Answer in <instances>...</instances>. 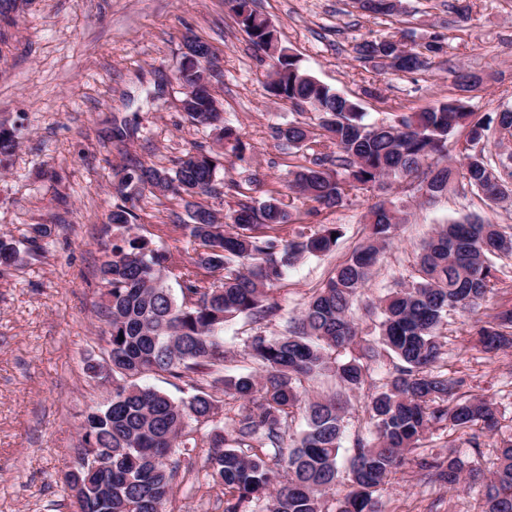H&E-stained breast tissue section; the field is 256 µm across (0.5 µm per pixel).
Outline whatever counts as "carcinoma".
I'll use <instances>...</instances> for the list:
<instances>
[{"mask_svg": "<svg viewBox=\"0 0 512 512\" xmlns=\"http://www.w3.org/2000/svg\"><path fill=\"white\" fill-rule=\"evenodd\" d=\"M253 0H230L239 23L259 49L269 47V20L251 7ZM369 15L392 16L391 0H356ZM197 62L184 64L176 80L182 88L184 114L196 127L217 132L239 160L244 147L208 88H196L206 71L209 46ZM442 50L437 35L410 49L392 40L365 41L359 58L381 69L416 72ZM271 96L289 101L313 121L293 120L274 128V138L305 152L307 164L289 172L286 189L315 211L344 206L350 195L376 189L383 199L368 214L364 242L338 265L308 300L298 322L280 336L255 335L247 354L264 374L224 378V323L237 317L256 322L277 316L268 287L282 280L302 256H321L336 246L342 230L323 224L309 235H281L292 222L288 205L276 199H252L224 216L194 201L217 198L219 158L198 144L172 170L140 166L123 173L116 185L120 202L108 223L120 230L100 267L105 285L101 314L108 325L112 359V400L91 408L82 423L83 446L77 466L66 475L65 490L74 512H165L181 458L199 447L198 432L210 428L205 478L223 487L224 512H245L252 502L270 498L269 512H323L321 499L336 492L341 512H382L379 491L404 453L417 447L426 430L445 423L467 433L499 424L495 404L483 397L456 398L463 380L434 371L448 314L468 309L498 292L494 259L512 255V234L477 217L440 226L418 257V276L401 283L380 305V350L355 354L357 334L349 318L354 297L370 280L378 256L406 211L388 193L407 180L429 199L446 192L456 168L448 163V139L465 132L459 149L462 177L491 204L512 198L505 193L512 178V155L492 159L477 143L512 137V109L475 116L465 96L438 106L400 113L381 124L364 122L359 106L321 84L293 57L271 56ZM462 91L478 88L482 76L460 70ZM18 146L13 128L0 123V156ZM170 192L185 202L179 220L196 243L190 266L176 268L166 252L131 234L135 201L147 190ZM337 238H332V234ZM14 240L0 235V266L18 258ZM179 286L175 296L170 280ZM477 343L494 352L512 346V304L504 301L490 319L473 327ZM124 340H119V337ZM386 352L396 363L367 396L364 415L372 438H357L347 476L337 458L346 430L341 400H303L304 383L326 373L345 392L360 391L370 377V360ZM149 374L179 380L188 396L173 399L146 384ZM242 402V410L224 428L214 426L215 393ZM306 429L293 446L283 447L295 415ZM195 426H190V423ZM107 453L111 464L84 465L91 453ZM427 482L454 489L463 480L483 483L479 512H512V437H504L491 477L477 460L450 454L418 462ZM347 485L345 493L338 486Z\"/></svg>", "mask_w": 512, "mask_h": 512, "instance_id": "cac0c4a2", "label": "carcinoma"}]
</instances>
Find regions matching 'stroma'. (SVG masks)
Wrapping results in <instances>:
<instances>
[{"mask_svg":"<svg viewBox=\"0 0 512 512\" xmlns=\"http://www.w3.org/2000/svg\"><path fill=\"white\" fill-rule=\"evenodd\" d=\"M393 17L371 16L353 0H254L252 7L278 31L280 44L300 66L358 102L365 122L420 112L463 95L454 70L479 72L484 83L465 93L478 114L512 106V0H403ZM442 38L430 66L413 73L381 70L358 59L366 40L420 44ZM209 44L217 75L211 91L228 124L246 145L244 159L225 154L218 173L221 198L201 197L219 212L241 195L285 199L284 179L302 165L301 151L272 137L273 126L297 116L290 102L270 96L268 58L238 23L228 0H17L0 16V121L13 127L15 152L0 168V235L13 236L18 260L0 267V512H69L63 477L76 464L81 424L89 408L107 404L112 380L89 373L107 358L99 269L115 233L107 216L117 202V169L140 164L171 168L214 135L196 129L178 106L175 76L187 39ZM125 129L124 138L112 135ZM260 173V184L250 183ZM373 189L347 205L316 214L293 202L289 235L338 224L344 235L321 256H305L268 291L278 315L256 323L239 318L224 326V374L258 372L246 354L250 336H277L297 319L316 288L365 237ZM408 220L383 249L373 275L355 299L350 318L361 343L378 340L377 308L397 283L417 275L422 243L435 228L477 216L512 227V204L486 203L463 179L446 195L406 196ZM137 232L168 252L174 264L194 253L188 232L170 231L183 215L178 198L144 192L137 201ZM496 305L449 314L443 356L436 368L462 379L461 393L492 400L501 415L497 434L479 433V448L433 426L420 448L380 492L385 512H476L480 485L450 490L420 480L415 457L460 454L496 458L497 435L512 434V348L487 353L468 334ZM205 456L181 469L167 512H224L220 486L206 484Z\"/></svg>","mask_w":512,"mask_h":512,"instance_id":"35a3bbf8","label":"stroma"}]
</instances>
